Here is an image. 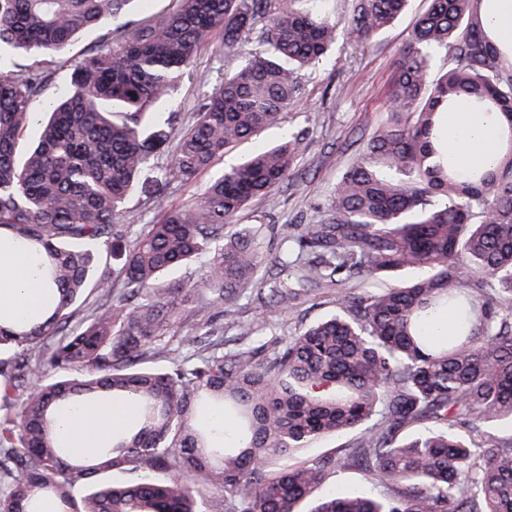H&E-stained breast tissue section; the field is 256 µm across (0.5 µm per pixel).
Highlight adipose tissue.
I'll list each match as a JSON object with an SVG mask.
<instances>
[{"instance_id":"obj_1","label":"adipose tissue","mask_w":512,"mask_h":512,"mask_svg":"<svg viewBox=\"0 0 512 512\" xmlns=\"http://www.w3.org/2000/svg\"><path fill=\"white\" fill-rule=\"evenodd\" d=\"M500 120L491 114L464 109L448 113L443 126V141L449 155L463 172L489 166L498 152ZM46 282L36 272V262L27 251L15 246H0V309L13 316H26L41 307L46 296ZM130 404L111 405L107 424L92 426L84 413L69 415L61 426L64 438L78 455H92L112 436L114 426L134 420Z\"/></svg>"}]
</instances>
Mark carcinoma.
<instances>
[{
    "mask_svg": "<svg viewBox=\"0 0 512 512\" xmlns=\"http://www.w3.org/2000/svg\"><path fill=\"white\" fill-rule=\"evenodd\" d=\"M132 2L0 0V241L39 251L54 287L28 320L0 311V512H512V442L484 447L471 436L512 428V48L485 30V0H428L399 54L387 121L339 178L323 223L289 238L306 256L293 287L268 296L259 249L224 229L288 179L305 137L255 149L131 240L126 202L173 136L159 108L200 48L218 39L232 52L253 39L161 172L188 180L281 128L302 70L340 39L368 45L411 0H354L341 23L320 0H176L174 12L128 23L84 56L48 111L34 112L45 65ZM7 50L37 63L8 69ZM440 52L448 66L435 75ZM464 106L505 120L493 167L472 177L441 141L444 113ZM31 124L39 141L21 158ZM110 258L121 263L117 294L102 272ZM202 258L200 282L154 287ZM397 273L411 277L360 295L345 288ZM320 285L336 287V314L288 336H249L226 351L210 327L219 303L249 293L290 310ZM92 294L96 306L77 319ZM438 311L454 318L447 336L433 335ZM186 312L206 327L180 337L193 354L146 365ZM115 399L134 403L140 426L118 428L93 459L70 454L60 413L105 418ZM413 423L424 431L400 436ZM356 429L350 447L290 463ZM354 467L386 497L319 493ZM115 470L170 478L116 483Z\"/></svg>",
    "mask_w": 512,
    "mask_h": 512,
    "instance_id": "cac0c4a2",
    "label": "carcinoma"
}]
</instances>
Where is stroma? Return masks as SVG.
Wrapping results in <instances>:
<instances>
[{"label": "stroma", "mask_w": 512, "mask_h": 512, "mask_svg": "<svg viewBox=\"0 0 512 512\" xmlns=\"http://www.w3.org/2000/svg\"><path fill=\"white\" fill-rule=\"evenodd\" d=\"M425 0H415L413 10L382 31L365 47L340 43L315 68L303 71L302 98L286 118L290 131L303 133L306 148L288 180L265 198H259L236 217L234 229L271 225L259 238L262 270H270L284 251L282 238L288 230L318 223L325 215L330 196L342 172L361 157L359 137L369 136L385 120L387 95L400 49L404 46L416 15L425 9ZM110 33L109 26L89 31L59 55L50 67L49 93H56L69 79L72 64L99 48ZM251 48L242 43L239 50L225 52L220 44L198 51L188 75L179 84L169 106L176 120L175 130L187 127L210 94L224 81ZM266 132L216 157L210 167L193 179L168 180L161 195L154 199L134 192L126 204L124 223L142 228L155 223L161 214L190 203L216 175L235 160L271 139ZM333 291L324 288L302 296L292 313H271L267 305L241 297L235 306L238 325L267 326L289 334L300 324H308L335 313Z\"/></svg>", "instance_id": "obj_1"}]
</instances>
